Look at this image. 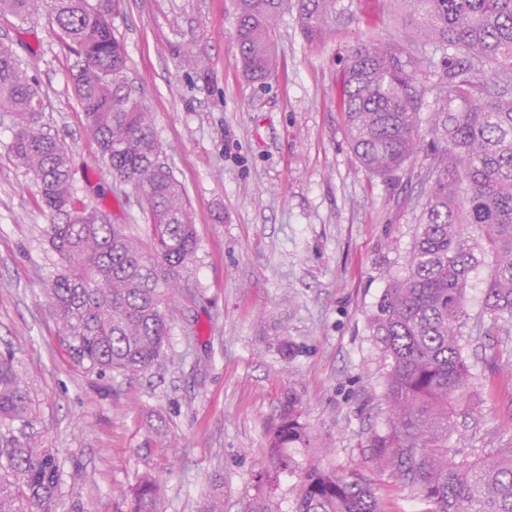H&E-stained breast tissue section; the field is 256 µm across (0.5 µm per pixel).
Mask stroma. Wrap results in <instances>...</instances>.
Masks as SVG:
<instances>
[{"mask_svg": "<svg viewBox=\"0 0 512 512\" xmlns=\"http://www.w3.org/2000/svg\"><path fill=\"white\" fill-rule=\"evenodd\" d=\"M235 0H123L112 27L127 81L150 112L160 159L186 189L198 237L192 290L167 310V363L134 376L74 366L45 295L55 255L40 233L39 186L6 155L0 124V348L21 349L41 421L63 469L59 512H127L144 473L165 484L162 512H200L212 491L224 512L266 496L295 512L310 467L364 477L383 512H429L392 453L389 362L369 318L413 248L429 162L392 179L356 162L341 111L342 73L357 40L405 27L388 0H337L324 39L295 14L276 28L277 67L264 84L239 66ZM45 95L42 121L67 146L79 198L143 233L131 185L116 181L85 126L71 59L46 17H0ZM203 58L208 77L183 66ZM472 373L457 407L448 459L472 461L512 441V335L465 340ZM295 398L307 442L285 448L276 479L268 438Z\"/></svg>", "mask_w": 512, "mask_h": 512, "instance_id": "1", "label": "stroma"}]
</instances>
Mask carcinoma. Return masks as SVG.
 Returning <instances> with one entry per match:
<instances>
[{
  "label": "carcinoma",
  "instance_id": "carcinoma-1",
  "mask_svg": "<svg viewBox=\"0 0 512 512\" xmlns=\"http://www.w3.org/2000/svg\"><path fill=\"white\" fill-rule=\"evenodd\" d=\"M122 0H0V15L29 23L47 13L74 62L70 81L87 128L116 180L139 191L147 239L113 224L75 196L63 142L41 124L43 92L13 44L0 41V112L12 120L5 151L38 182L57 255L47 279L51 312L75 365L89 373L160 369L165 310L179 294L198 244L186 191L160 161L149 113L126 83L124 43L112 30ZM413 19L404 36L358 43L343 72L341 101L352 151L383 179L430 147L431 185L406 273L389 282L370 323L390 361L385 400L393 426L375 441L392 449L400 476L430 512H512V442L473 462L448 461L453 410L468 396L462 356L466 327L490 334L512 317V0H392ZM296 13L317 41L336 0H236L235 37L243 71L261 82L274 63L275 27ZM428 116L421 117L422 109ZM491 258L483 313L470 323L465 293L481 262L471 231ZM288 398L269 438L271 453L305 440ZM61 466L24 360L0 352V512H58ZM164 483L150 473L132 490L128 512H158ZM296 512H381L370 486L310 469Z\"/></svg>",
  "mask_w": 512,
  "mask_h": 512
}]
</instances>
